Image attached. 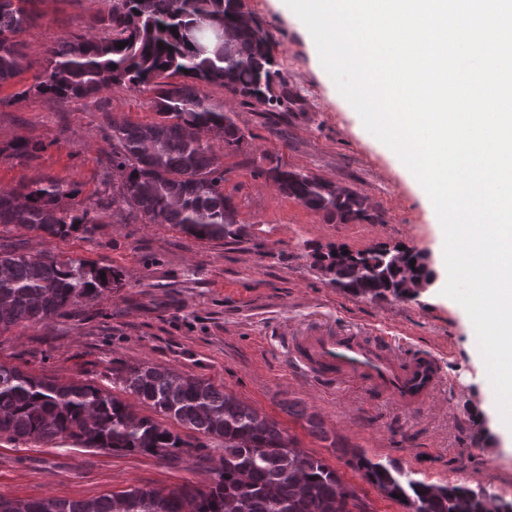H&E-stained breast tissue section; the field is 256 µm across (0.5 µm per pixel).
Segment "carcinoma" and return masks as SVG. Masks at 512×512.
Returning a JSON list of instances; mask_svg holds the SVG:
<instances>
[{
  "instance_id": "cac0c4a2",
  "label": "carcinoma",
  "mask_w": 512,
  "mask_h": 512,
  "mask_svg": "<svg viewBox=\"0 0 512 512\" xmlns=\"http://www.w3.org/2000/svg\"><path fill=\"white\" fill-rule=\"evenodd\" d=\"M100 33L62 37L49 50L47 66L33 88L57 103L94 97L113 85L151 88L158 119L147 124L112 121V168L122 185L112 205L150 224H171L200 239L236 236L240 228L224 196L220 157L205 135L216 132L224 146L239 148L245 133L230 112L206 102L197 84H218L266 104L274 98L276 74L271 40L260 24L239 23L236 0H108ZM39 19L36 0H0V86L22 70L20 35ZM233 34L224 40V31ZM121 43L124 48L116 47ZM41 147L19 139L0 156L34 161ZM279 190L330 221L367 217L365 198L354 192L335 198L327 182L274 169ZM72 190L53 178L0 190V227L38 235L65 236L93 230L98 217L87 208L61 207ZM417 255L406 252L397 266L382 249L342 256L346 291L382 297L403 279ZM118 274L82 259L25 251L0 243V334L23 323L41 324L79 304L101 300ZM112 382L180 426L224 443V467L204 488L168 492L134 487L90 500L0 496V512H348L342 480L324 460L309 455L277 424L208 379L182 376L157 365H125ZM18 442L49 443L68 438L88 448L148 452L174 457L192 444L124 399L81 380L58 382L0 363V436ZM363 479L405 512H498L512 501L485 488L435 485L394 463L355 454Z\"/></svg>"
}]
</instances>
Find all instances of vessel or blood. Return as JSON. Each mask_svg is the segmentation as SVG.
Masks as SVG:
<instances>
[{
    "label": "vessel or blood",
    "mask_w": 512,
    "mask_h": 512,
    "mask_svg": "<svg viewBox=\"0 0 512 512\" xmlns=\"http://www.w3.org/2000/svg\"><path fill=\"white\" fill-rule=\"evenodd\" d=\"M278 343L291 366L321 388L355 384L410 414L429 410L444 383L433 350L370 330L307 329L279 337Z\"/></svg>",
    "instance_id": "vessel-or-blood-1"
}]
</instances>
